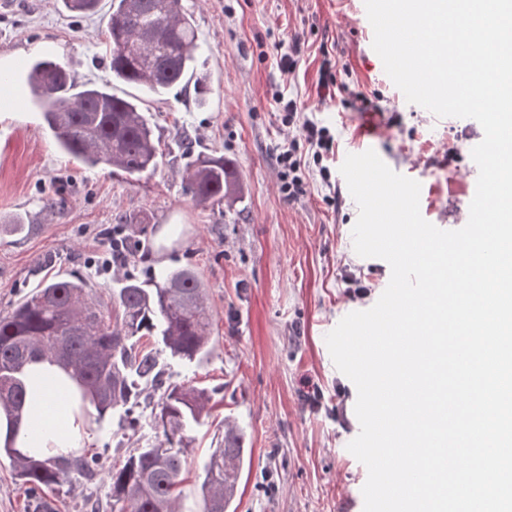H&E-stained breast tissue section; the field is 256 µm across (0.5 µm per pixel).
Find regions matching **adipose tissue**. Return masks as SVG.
I'll list each match as a JSON object with an SVG mask.
<instances>
[{"label":"adipose tissue","mask_w":512,"mask_h":512,"mask_svg":"<svg viewBox=\"0 0 512 512\" xmlns=\"http://www.w3.org/2000/svg\"><path fill=\"white\" fill-rule=\"evenodd\" d=\"M32 372V382L26 394V414L39 417L51 411L58 424L34 433L27 425L14 424L12 418L0 410V446L8 442L31 456L46 454L51 448L65 453L72 448L84 447L92 418L75 380L47 362L34 364Z\"/></svg>","instance_id":"ef3b65f1"}]
</instances>
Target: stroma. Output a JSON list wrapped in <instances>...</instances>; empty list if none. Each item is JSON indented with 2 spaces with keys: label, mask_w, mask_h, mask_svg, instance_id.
<instances>
[{
  "label": "stroma",
  "mask_w": 512,
  "mask_h": 512,
  "mask_svg": "<svg viewBox=\"0 0 512 512\" xmlns=\"http://www.w3.org/2000/svg\"><path fill=\"white\" fill-rule=\"evenodd\" d=\"M200 46L194 82L147 97L144 108L162 161L128 182L123 173L87 167L61 152L41 111L22 93L16 62L50 58L77 82L112 79L106 45L108 6L91 16L62 0H17L0 12V90L13 96L0 112V224L21 217L25 228L0 227V312L9 311L46 276L76 275L111 306L118 277L144 279L187 266L204 282L212 322L209 353L168 361L165 383L207 390L211 410L192 425L186 453L183 512H200V484L225 423L247 450L235 512H363L367 469L346 447L360 431L357 389L335 366L325 337L347 314L371 308L391 269L353 247L358 207L340 167L359 153L357 126L373 120L372 149L426 193L421 215L443 230L462 228L475 195L471 150L483 129L472 119L440 118L407 102L372 47L364 0H182ZM300 46L294 72L280 66L289 42ZM331 83L321 97L319 78ZM296 100L301 119L328 128L332 152L314 161L304 150L306 193L280 191L279 146L300 136L284 127L274 93ZM194 153H215L235 169L237 197L198 204L182 179ZM330 180H323L321 167ZM337 203H330V196ZM126 217L135 248L125 268L101 269L100 233ZM171 244L157 251L159 231ZM135 425L104 418L88 448L100 456L94 480L71 475L58 512H111L109 474L133 449L160 443L152 408Z\"/></svg>",
  "instance_id": "obj_1"
}]
</instances>
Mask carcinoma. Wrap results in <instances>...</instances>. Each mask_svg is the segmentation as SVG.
<instances>
[{
	"label": "carcinoma",
	"mask_w": 512,
	"mask_h": 512,
	"mask_svg": "<svg viewBox=\"0 0 512 512\" xmlns=\"http://www.w3.org/2000/svg\"><path fill=\"white\" fill-rule=\"evenodd\" d=\"M100 0H63L78 15L97 12ZM112 81L158 95L194 71L199 48L195 23L181 0H112L108 20ZM30 99L58 148L90 168L109 166L130 181L158 167L161 156L144 99L120 96L108 84L79 85L55 60L31 64ZM186 191L199 204L221 203L236 195L231 164L222 156L199 154L185 170ZM117 307L100 308L81 278L42 279L10 312L0 313V408L23 418L29 365L49 361L69 371L100 422L112 411L125 418L164 389L153 408L163 443L136 448L112 465V512H181L185 431L199 423L209 402L204 389L163 385L159 351L192 362L210 342L207 291L189 267L163 269L146 280L120 279ZM15 478L32 499V512H49L56 491L76 473L95 476L99 456L84 451L42 459L9 445L1 448ZM244 464L239 430L228 424L224 445L210 455L201 483V512H228Z\"/></svg>",
	"instance_id": "obj_1"
}]
</instances>
